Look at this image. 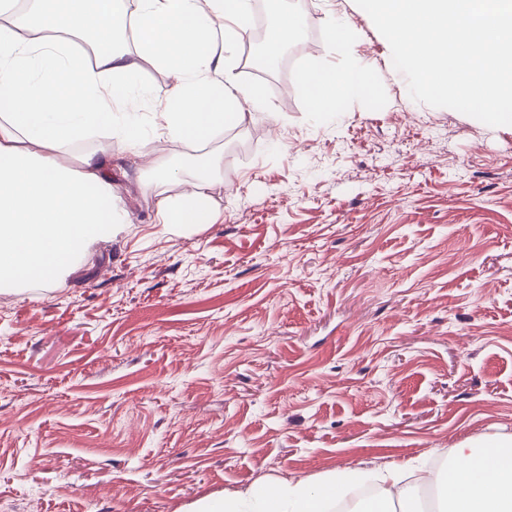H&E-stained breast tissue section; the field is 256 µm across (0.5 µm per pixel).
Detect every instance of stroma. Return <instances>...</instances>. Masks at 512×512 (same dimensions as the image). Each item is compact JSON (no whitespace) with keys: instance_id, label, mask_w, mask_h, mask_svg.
<instances>
[{"instance_id":"35a3bbf8","label":"stroma","mask_w":512,"mask_h":512,"mask_svg":"<svg viewBox=\"0 0 512 512\" xmlns=\"http://www.w3.org/2000/svg\"><path fill=\"white\" fill-rule=\"evenodd\" d=\"M289 10L284 74L230 59L264 109L124 153L129 224L0 290V512H185L512 437V125L412 100L354 0ZM318 66L368 88L317 111ZM195 187L216 222L161 223Z\"/></svg>"}]
</instances>
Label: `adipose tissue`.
Here are the masks:
<instances>
[{"label": "adipose tissue", "mask_w": 512, "mask_h": 512, "mask_svg": "<svg viewBox=\"0 0 512 512\" xmlns=\"http://www.w3.org/2000/svg\"><path fill=\"white\" fill-rule=\"evenodd\" d=\"M58 11L15 15L0 25V287L36 279L50 284L69 274L88 246L110 238L129 221L116 203L112 151H144L150 140L134 95L138 70L117 44L126 20L117 0H37ZM249 0H139L135 36L141 55L174 77L151 89L158 127L175 142L210 140L243 119L245 107L263 103L255 89L237 86L232 72L213 78L219 44L238 40L248 27ZM76 34L89 46L77 52ZM299 81L318 110L340 95L368 86L365 67L343 72L314 68ZM95 128L115 141L80 159L79 168L59 155ZM162 223L212 224L216 213L197 191L161 201ZM412 464L347 470L326 482L282 479L245 492L203 499L188 512H326L336 493L371 481L378 499L363 512H422L416 487L406 485ZM437 481L446 512H512V439L463 443Z\"/></svg>", "instance_id": "ef3b65f1"}]
</instances>
